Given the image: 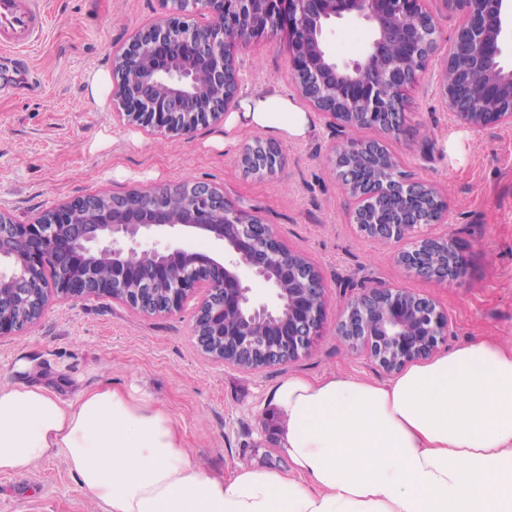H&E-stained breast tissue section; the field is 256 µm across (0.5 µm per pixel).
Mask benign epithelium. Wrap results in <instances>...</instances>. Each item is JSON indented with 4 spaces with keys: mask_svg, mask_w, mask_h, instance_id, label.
<instances>
[{
    "mask_svg": "<svg viewBox=\"0 0 512 512\" xmlns=\"http://www.w3.org/2000/svg\"><path fill=\"white\" fill-rule=\"evenodd\" d=\"M428 0H159L161 16L136 31L120 48L113 69L141 72L126 87L112 75V101L127 121L143 128L188 135L215 123L237 106L240 69L236 53L262 37L293 40V79L301 97L328 122L352 132L369 124L399 138L407 94L439 52ZM462 23L442 55L440 95L457 121L470 128L512 125V0H449ZM251 26L242 30L243 16ZM367 25L371 39L359 58L342 61L326 35L343 20ZM420 57L407 68L406 57ZM254 174L281 166L278 146L254 138L241 153ZM329 162L350 194L373 198V213L355 208L351 223L384 242L412 239L397 260L412 274L438 285L457 282L467 270L451 237L422 233L446 221L438 190L400 168L380 146L354 136L332 147ZM185 208L173 214L160 200L110 196L91 224L75 223L87 198L46 213L47 219L16 224L0 212V335L29 326L23 312L38 295L62 300L106 296L145 314L176 311L194 293L193 278L208 273L194 336L208 358L246 371L241 358L260 354L269 363L297 358L311 348L326 316L320 275L302 277L304 257L289 249L274 225L202 184L181 186ZM172 230L211 241L204 251L183 240L160 246L153 238ZM108 259L110 275L96 262ZM264 286L259 292L250 286ZM151 284L163 298L141 293ZM451 321L434 300L406 288L378 285L347 302L336 333L357 353L388 373L426 359L448 336Z\"/></svg>",
    "mask_w": 512,
    "mask_h": 512,
    "instance_id": "1",
    "label": "benign epithelium"
}]
</instances>
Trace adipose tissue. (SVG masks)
Listing matches in <instances>:
<instances>
[{"label":"adipose tissue","instance_id":"adipose-tissue-1","mask_svg":"<svg viewBox=\"0 0 512 512\" xmlns=\"http://www.w3.org/2000/svg\"><path fill=\"white\" fill-rule=\"evenodd\" d=\"M310 124L272 92L246 97L226 127L299 139ZM263 405L285 466L219 475L142 386L64 401L0 385V474L62 457L101 512H512V347L475 340L382 382L290 376Z\"/></svg>","mask_w":512,"mask_h":512}]
</instances>
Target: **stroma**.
I'll use <instances>...</instances> for the list:
<instances>
[{
	"label": "stroma",
	"instance_id": "1",
	"mask_svg": "<svg viewBox=\"0 0 512 512\" xmlns=\"http://www.w3.org/2000/svg\"><path fill=\"white\" fill-rule=\"evenodd\" d=\"M44 8L48 24L27 53L31 87L0 95V211L27 224L78 198L204 183L274 225L280 239L319 270L329 303L323 332L308 353L247 372L198 352L196 300L162 315L108 297L55 300L29 329L0 337V384L19 380L14 367L24 358L38 369L35 381L65 400L107 381L148 386L179 422L186 447L210 470L226 474L245 461L280 466L263 401L283 378L348 373L386 380L336 334L341 305L365 289L383 283L434 299L455 326L439 352L476 339L512 347V126L463 129L440 102L438 60L410 93L405 135L388 148L403 170L434 184L447 204V224L426 233L452 236L468 269L461 281L442 286L396 261L407 242L387 246L351 224L355 200L328 161L344 134L318 113L310 115L306 139L278 138L281 169L258 176L241 163L242 145L256 130L236 129L226 144L220 124L188 137L151 134L120 127L112 111L87 98V73L111 69L114 51L158 17V0H44ZM237 62L242 94L296 96L284 42L255 43ZM462 131L465 152L457 158L448 139ZM0 512L99 510L64 461L52 456L29 471L0 474Z\"/></svg>",
	"mask_w": 512,
	"mask_h": 512
}]
</instances>
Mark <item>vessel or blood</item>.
Masks as SVG:
<instances>
[{
    "mask_svg": "<svg viewBox=\"0 0 512 512\" xmlns=\"http://www.w3.org/2000/svg\"><path fill=\"white\" fill-rule=\"evenodd\" d=\"M47 24L43 0H0V52L25 66L24 52Z\"/></svg>",
    "mask_w": 512,
    "mask_h": 512,
    "instance_id": "1",
    "label": "vessel or blood"
}]
</instances>
